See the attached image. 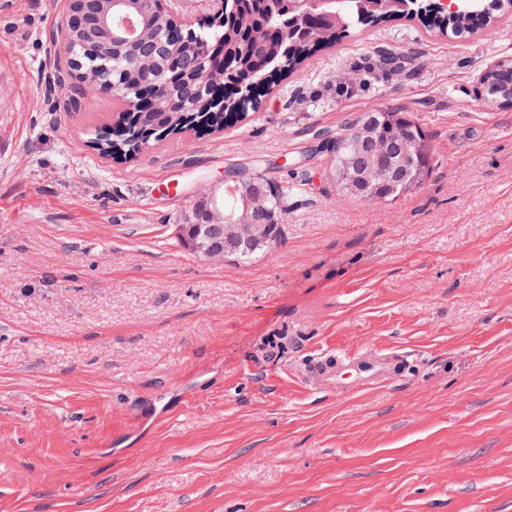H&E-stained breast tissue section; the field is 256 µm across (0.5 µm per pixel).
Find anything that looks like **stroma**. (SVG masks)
Here are the masks:
<instances>
[{
    "label": "stroma",
    "mask_w": 512,
    "mask_h": 512,
    "mask_svg": "<svg viewBox=\"0 0 512 512\" xmlns=\"http://www.w3.org/2000/svg\"><path fill=\"white\" fill-rule=\"evenodd\" d=\"M68 12L0 0V512H512V107L477 95L512 19L380 23L223 132L125 161L59 51ZM386 108L433 161L359 201L336 133ZM230 168L287 187L284 236L212 265L179 224ZM369 349L411 366L308 384L313 357Z\"/></svg>",
    "instance_id": "35a3bbf8"
}]
</instances>
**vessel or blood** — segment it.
Listing matches in <instances>:
<instances>
[{"label":"vessel or blood","instance_id":"b4317fda","mask_svg":"<svg viewBox=\"0 0 512 512\" xmlns=\"http://www.w3.org/2000/svg\"><path fill=\"white\" fill-rule=\"evenodd\" d=\"M407 358L402 354L363 352L356 355H336L328 351L310 360L305 368L311 385L319 389L335 390L343 375H356L361 388L368 389L378 379L389 378L404 368Z\"/></svg>","mask_w":512,"mask_h":512}]
</instances>
